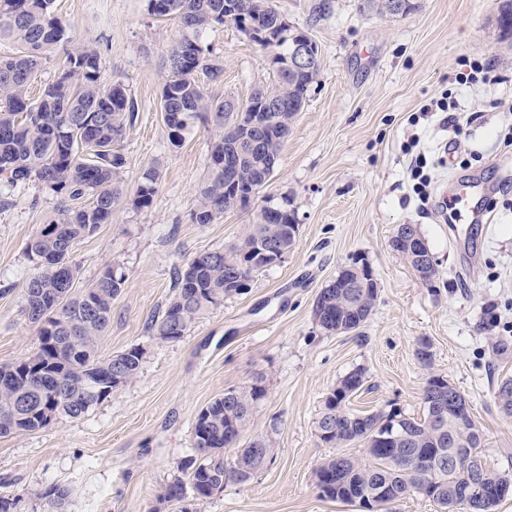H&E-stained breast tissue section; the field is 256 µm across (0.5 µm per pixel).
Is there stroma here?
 Masks as SVG:
<instances>
[{
  "instance_id": "1",
  "label": "stroma",
  "mask_w": 512,
  "mask_h": 512,
  "mask_svg": "<svg viewBox=\"0 0 512 512\" xmlns=\"http://www.w3.org/2000/svg\"><path fill=\"white\" fill-rule=\"evenodd\" d=\"M275 4L317 44L318 79L261 198L198 224L196 190L212 132L197 125L173 146L160 105L166 51L181 37L177 22L150 17L146 0H55L54 16L73 46L95 45L105 79L123 82L138 105L121 144L124 195L153 164L160 186L148 208L116 205L111 223L73 254L77 288L105 268L124 272L98 352L106 358L140 347V372L80 418L0 437V496H21L19 512H42L40 495L53 484L70 490L66 512H172L158 497L192 453L197 413L225 389L258 379L267 392L248 433L271 438L275 457L249 482L226 483L201 512H363L321 497L313 480L333 453L316 436L324 400L357 368L366 383L346 407L360 415L420 418L429 374L444 376L483 430L487 464L512 471V418L494 400L501 379L512 377V207L503 205L512 200V178L503 177L512 171V150L503 146L512 123L505 111L512 44L495 24L501 0H422L418 11L397 18L360 12L358 0ZM204 43L224 69L209 86L215 96L243 100L271 80L273 48L227 26L207 31ZM464 56L489 66V82L455 83ZM448 88L458 105L453 129L443 126L442 113L419 114ZM414 137L432 177L425 201L409 179L405 147ZM456 173L496 185L492 221L475 226L469 246L451 243L439 204ZM268 198L289 202L296 214L293 249L181 340H155L148 325L174 295L177 271L199 253L236 242ZM57 204L52 192L32 186L0 209V363L37 347L38 328L21 312L22 285L34 272L25 247ZM403 224L417 225L428 242L432 283L391 248ZM356 258L374 271L372 314L359 331L325 332L314 319L316 299ZM424 341L432 352L427 366L416 355Z\"/></svg>"
}]
</instances>
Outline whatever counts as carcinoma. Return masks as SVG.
<instances>
[{
	"label": "carcinoma",
	"mask_w": 512,
	"mask_h": 512,
	"mask_svg": "<svg viewBox=\"0 0 512 512\" xmlns=\"http://www.w3.org/2000/svg\"><path fill=\"white\" fill-rule=\"evenodd\" d=\"M54 0H0V41L17 45L12 57L0 59V208L14 204L15 193L40 185L59 198L58 205L43 227L27 243L26 255L35 272L24 282L23 312L39 326L37 350L30 356L0 363V437L45 428L44 413L72 419L85 415L119 385L133 382L140 371L143 352L129 349L124 360L123 381L112 383L113 358H100L98 342L112 318V301L124 282V275L105 269L79 293L73 292L78 266L72 259L77 242L92 235L100 225L112 223V210L123 198L121 176L128 161L120 142L132 126L137 104L120 81L108 82L102 73L100 53L91 44L68 48L69 39L52 14ZM169 9L157 19H173L182 28V37L167 53V75L161 94V111L171 144L179 146L196 125L210 127L215 136L208 144L206 176L196 192L193 218L210 224L224 215V133L237 124L239 114L224 110L201 83L221 80L223 68L212 58L203 34L216 27L237 25L224 18V0H165ZM241 11L265 28L281 19L272 0H239ZM500 29L512 35V0H502ZM285 36L276 43V55L287 57L291 44L304 32L281 29ZM64 54L53 80L41 96L30 95L31 81L48 59ZM274 79L264 85L282 108L272 113V123L263 143L253 147L240 142L238 184L244 193L262 189L279 162L280 150L291 124L307 100L318 74L273 69ZM159 190V172L146 168L130 205L137 209L152 205ZM288 202L264 208L257 222L231 246L201 253L193 258L191 271L178 274L175 294L163 314L149 330L160 342L183 338L192 326L224 297L237 293L231 272L242 256L260 243L281 241L289 250L294 240L287 227L291 213ZM416 230L401 225L391 247L412 268L416 261L402 235ZM364 259L339 269L335 284L319 293L314 314L328 333L352 332L366 323L377 297L376 281L364 274ZM365 383L364 370L357 368L340 380L325 399L316 431L331 425L330 435L320 441L331 448L360 445L371 465L338 452L324 459L314 470L315 486L322 497L343 503L363 501L370 512H392L391 505L414 494L432 500L439 507L448 495L438 498V487L453 492L456 512H475L470 501L479 488L502 483L504 472L489 468L480 448L483 433L478 425L464 436L448 410L437 406L431 390L423 388L422 420L401 418L399 414L374 413L365 416L345 409L349 394ZM234 403L217 398L202 409L199 419L205 426L193 428L194 456L178 469L186 478H174L160 500L181 505L180 512H198L217 492L224 489V451L252 460V446L235 438L248 429L253 411L266 395L258 380L248 387L235 388ZM401 418L396 431L382 438L388 423ZM463 456L476 460L483 484H473L468 471L455 464ZM417 458L429 464V481L416 483L406 464ZM69 489L52 485L40 494L45 512H62Z\"/></svg>",
	"instance_id": "1"
}]
</instances>
